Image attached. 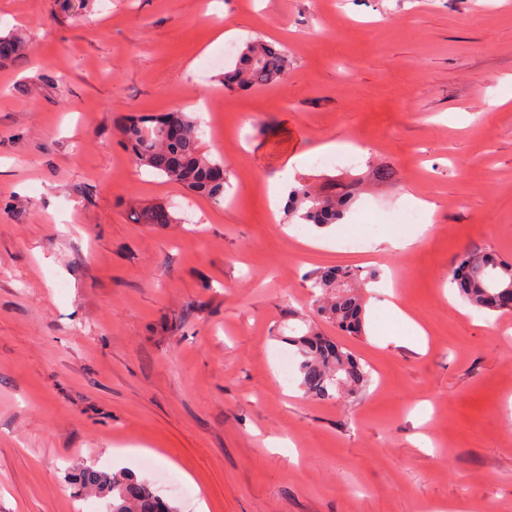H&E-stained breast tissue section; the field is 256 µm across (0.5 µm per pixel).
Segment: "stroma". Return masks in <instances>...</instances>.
I'll return each mask as SVG.
<instances>
[{
	"label": "stroma",
	"mask_w": 512,
	"mask_h": 512,
	"mask_svg": "<svg viewBox=\"0 0 512 512\" xmlns=\"http://www.w3.org/2000/svg\"><path fill=\"white\" fill-rule=\"evenodd\" d=\"M226 30L284 44L283 79L227 93L200 73ZM11 32L30 53L0 66V512H105L71 474L125 452L128 474L193 490L179 512H512V311L446 288L462 252L512 261V0H0ZM174 108L205 124L230 203L119 145L126 115ZM332 140L395 180L339 224L287 221L270 183ZM415 197L435 205L430 229L357 221ZM153 204L178 223H142ZM354 229L369 256L344 249ZM326 266L370 277L364 335L319 325L371 371L331 402L279 361Z\"/></svg>",
	"instance_id": "35a3bbf8"
}]
</instances>
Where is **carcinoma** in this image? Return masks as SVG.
I'll return each mask as SVG.
<instances>
[{
    "label": "carcinoma",
    "mask_w": 512,
    "mask_h": 512,
    "mask_svg": "<svg viewBox=\"0 0 512 512\" xmlns=\"http://www.w3.org/2000/svg\"><path fill=\"white\" fill-rule=\"evenodd\" d=\"M28 46L17 35L0 37V62H16L27 54ZM288 70V51L263 38L243 43L231 66L221 74L227 90L257 89L279 81ZM119 144L128 151L135 165L149 169L207 198L224 203V160L202 150L200 127L190 113L174 109L157 116L130 115L120 128ZM396 170L384 163L368 169L347 183L329 181L315 187L302 180L289 193L285 212L298 224L316 226L342 220L359 186L366 181L387 182ZM146 224L164 226L176 223L165 205L142 209ZM312 302L317 315L349 335L364 333V293L366 280L351 269L328 267L310 277ZM452 283L460 298L470 306L492 315L509 310L512 301V263L487 252H465L457 256ZM305 330L288 338L296 348L299 386L318 400H337L346 392L356 393L369 381L370 370L346 347L328 339L317 326L304 322ZM74 480L82 488L107 500L108 512H176L153 486L126 474H109L93 465L77 468Z\"/></svg>",
    "instance_id": "carcinoma-1"
}]
</instances>
